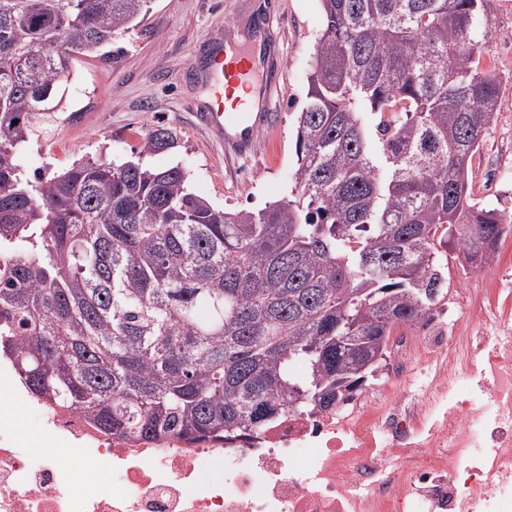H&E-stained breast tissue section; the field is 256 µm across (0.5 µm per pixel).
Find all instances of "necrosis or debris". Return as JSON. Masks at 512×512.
<instances>
[{
	"mask_svg": "<svg viewBox=\"0 0 512 512\" xmlns=\"http://www.w3.org/2000/svg\"><path fill=\"white\" fill-rule=\"evenodd\" d=\"M390 339L398 366L341 410L288 414L260 435L187 443L96 432L83 413L35 401L68 460L33 447L0 415V512H512V290L459 305ZM112 471L105 492L84 465Z\"/></svg>",
	"mask_w": 512,
	"mask_h": 512,
	"instance_id": "1",
	"label": "necrosis or debris"
}]
</instances>
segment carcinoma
I'll use <instances>...</instances> for the list:
<instances>
[{
  "instance_id": "1",
  "label": "carcinoma",
  "mask_w": 512,
  "mask_h": 512,
  "mask_svg": "<svg viewBox=\"0 0 512 512\" xmlns=\"http://www.w3.org/2000/svg\"><path fill=\"white\" fill-rule=\"evenodd\" d=\"M295 189L220 209L159 126L130 159L25 173L73 55L153 0H0V357L36 398L121 438L222 440L327 412L399 326L448 297V241L482 271L512 214L474 198L499 111L491 0H321ZM18 124H13V121ZM341 340H336V337Z\"/></svg>"
}]
</instances>
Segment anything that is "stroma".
<instances>
[{
    "mask_svg": "<svg viewBox=\"0 0 512 512\" xmlns=\"http://www.w3.org/2000/svg\"><path fill=\"white\" fill-rule=\"evenodd\" d=\"M493 27L480 66L502 78L499 110L473 160L477 197L512 211V0H492ZM270 23L265 44L275 50L285 82L271 98L280 134L261 133L257 153L226 162L222 146L197 124L206 97L204 70L213 47L250 41L259 16ZM324 26L320 0H155L149 20L111 44L79 54L70 98L46 134L25 147L27 174L53 173L85 157L128 160L145 133L172 128L178 145L153 156L156 167L174 164L189 174L199 197L228 209L257 210L287 196L297 167V114L307 91L316 41ZM456 240L448 242V298L441 316L449 334L463 331L455 303L464 290L497 279L512 289V231L500 240L483 271L464 270Z\"/></svg>",
    "mask_w": 512,
    "mask_h": 512,
    "instance_id": "1",
    "label": "stroma"
}]
</instances>
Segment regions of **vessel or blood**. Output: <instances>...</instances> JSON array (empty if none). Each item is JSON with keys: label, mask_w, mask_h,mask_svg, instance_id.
I'll return each mask as SVG.
<instances>
[{"label": "vessel or blood", "mask_w": 512, "mask_h": 512, "mask_svg": "<svg viewBox=\"0 0 512 512\" xmlns=\"http://www.w3.org/2000/svg\"><path fill=\"white\" fill-rule=\"evenodd\" d=\"M249 50L215 51L211 57L214 81L210 87L205 112L199 113L200 125L211 135L224 141V153L230 159L249 157L255 150L261 129L277 130L279 120L274 113L250 111L237 88L249 89L260 100H268L281 81L280 65L271 62L262 78H255Z\"/></svg>", "instance_id": "1"}]
</instances>
